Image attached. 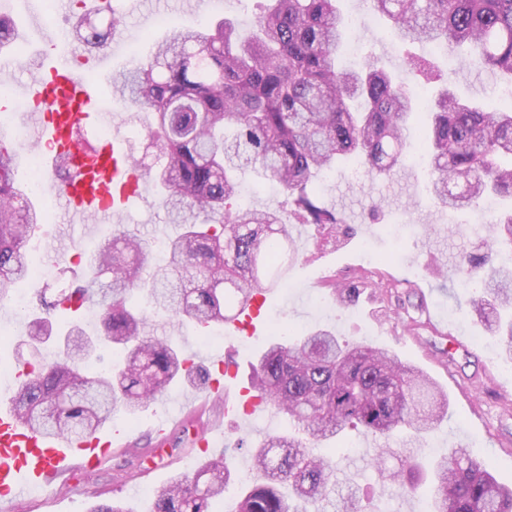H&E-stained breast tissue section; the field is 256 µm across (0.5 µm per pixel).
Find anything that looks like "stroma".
I'll use <instances>...</instances> for the list:
<instances>
[{
    "mask_svg": "<svg viewBox=\"0 0 512 512\" xmlns=\"http://www.w3.org/2000/svg\"><path fill=\"white\" fill-rule=\"evenodd\" d=\"M112 4L123 13V38L137 44L142 58L170 29L210 25L224 18L247 27L259 11L258 0H210L200 13L189 16L182 12V0H148L154 15L142 20L125 12L124 0ZM343 9L357 22L343 53L344 65L354 67L365 57L378 58L399 81L425 93L404 60L410 52L427 54V46L406 47L385 39L384 24L370 12L366 0H344ZM0 11L18 20L28 12L40 14L59 35L71 30L84 13L77 0H0ZM114 47L110 39L83 51L85 69L106 90L103 105L110 113L113 135L140 166L148 167L153 157L146 150V118L135 117L123 99L109 92L112 71L134 65L133 60L114 54ZM55 53L51 42L32 30L26 40L13 42L9 56H0V98H19L18 81L42 76L48 57ZM454 69L459 95L505 106V99L495 95L497 82L491 72L460 56ZM352 172L351 165H344L322 183L323 203L343 217L335 229V242H326L320 225H295L296 259L283 286L268 294L251 344L209 341L188 322L158 326L157 335L172 337L183 350L195 352L203 365L211 354H223L236 366L239 386L249 385L255 354L265 345L275 316L298 333L328 327L349 341L394 351L448 393L449 417L426 436L421 455L437 458L454 448L465 449L473 457L489 460L497 480L512 486V364L472 311L476 290L462 287L453 274L460 256L477 249L478 225L487 221V214L469 208L442 209L428 201L429 171L422 162L407 163L391 178L375 182L353 177ZM238 182L244 206L260 209L282 198L280 189L253 169L241 170ZM152 200V195H144L111 223L93 221L86 226L68 223L57 202L46 200V220L35 232L40 244L37 255L48 260L62 254L71 266L79 267L96 243L126 228L162 243L170 228ZM335 282L354 289L352 305L337 304L331 290ZM25 328L15 303L0 304V367L10 373L0 382V405L10 402L13 375L19 369L16 337ZM453 335L464 340V347L451 349ZM237 398V388L217 394L207 385H174L144 407L135 422L120 413L113 416L115 441L97 469H77L70 484L52 490L40 487L26 498L0 501V512H92L93 505L109 501L120 503L126 512H147L155 493L172 477L192 479L198 464L211 453L223 455L231 472L213 509L230 512L244 490L241 476L251 468L249 446L290 426L287 415L263 403L243 417L225 414V401ZM161 412L174 416L169 456L151 469L138 464L132 451L155 448L150 426ZM401 445L397 438L351 432L346 449L331 458L336 487L327 512H342L343 498L351 490L357 493L362 512H423V494L408 495L396 484L378 479L375 458L380 449Z\"/></svg>",
    "mask_w": 512,
    "mask_h": 512,
    "instance_id": "stroma-1",
    "label": "stroma"
}]
</instances>
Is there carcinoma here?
Masks as SVG:
<instances>
[{"label": "carcinoma", "instance_id": "cac0c4a2", "mask_svg": "<svg viewBox=\"0 0 512 512\" xmlns=\"http://www.w3.org/2000/svg\"><path fill=\"white\" fill-rule=\"evenodd\" d=\"M336 2L264 0L247 34L229 19L175 29L147 61L112 75V93L150 122L157 205L176 234L158 264L148 240L123 232L102 240L84 270L59 267L68 286L42 305L74 315L86 304L101 305L103 340L72 320L51 365L22 362L11 403L23 426L84 440L114 413L132 417L177 381L195 383L196 366L151 332V319L208 329L280 287L295 258L290 220L341 223L320 203L316 179L346 158L371 180L404 168L415 114L426 115L418 130L431 171L429 200L453 209L491 197L503 203L487 225L488 253L462 255L455 273L480 284L473 311L512 361V108L459 97L454 71L424 56L406 57L421 82L436 84L424 101L374 58L340 68L338 51L353 25ZM370 2L387 19L389 37L458 48L512 89V0ZM122 23L112 10L103 32L84 15L73 39L94 46L118 34ZM10 151L0 142L1 304L34 278L31 240L45 219L20 198ZM246 167L276 181L284 201L263 209L238 204L237 173ZM52 333L46 317L26 328L32 342ZM102 341L121 355L94 371ZM252 385L297 433L270 436L256 447L259 480L244 490L236 512L310 506L319 512L334 485L333 469L311 448L349 426L384 438L404 428L418 436L448 416V394L418 368L388 349L344 342L329 329L272 336ZM426 471L428 512H512V487L462 448L426 464L408 452L397 470L382 468L380 475L414 491ZM230 477L224 456L211 457L192 485L177 477L162 489L150 512H214Z\"/></svg>", "mask_w": 512, "mask_h": 512}]
</instances>
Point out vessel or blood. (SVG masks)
Instances as JSON below:
<instances>
[{"mask_svg":"<svg viewBox=\"0 0 512 512\" xmlns=\"http://www.w3.org/2000/svg\"><path fill=\"white\" fill-rule=\"evenodd\" d=\"M25 103L42 117L38 137L46 149L45 166L64 153L77 160L71 184L60 189L49 182L43 187L44 193L55 196L70 223L88 216L108 222L111 212L145 194L148 178L123 153L119 141L89 147L77 139L78 130L101 122L105 113L98 86L69 55L58 56L45 79L26 83ZM111 445L108 433L73 442L21 426L13 412L0 410V494L18 497L51 485L75 461L89 469L97 467Z\"/></svg>","mask_w":512,"mask_h":512,"instance_id":"1","label":"vessel or blood"}]
</instances>
